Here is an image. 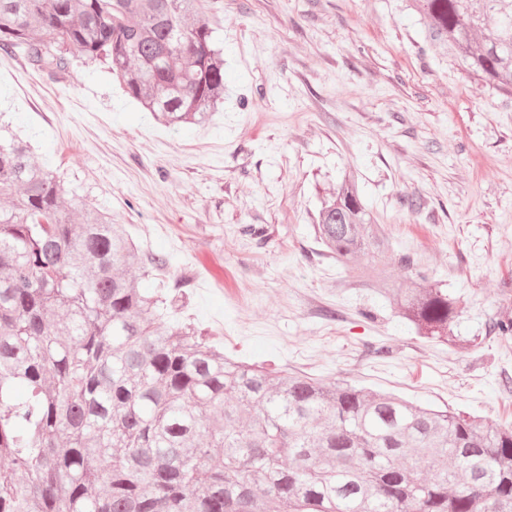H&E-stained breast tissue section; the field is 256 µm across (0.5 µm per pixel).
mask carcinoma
<instances>
[{
    "mask_svg": "<svg viewBox=\"0 0 512 512\" xmlns=\"http://www.w3.org/2000/svg\"><path fill=\"white\" fill-rule=\"evenodd\" d=\"M424 41L512 96V0H402ZM204 0H0V50L99 61L168 127L224 99ZM0 124V512H512V428L224 355L144 283L174 267ZM315 237L419 336L460 300L400 259L346 175Z\"/></svg>",
    "mask_w": 512,
    "mask_h": 512,
    "instance_id": "cac0c4a2",
    "label": "carcinoma"
}]
</instances>
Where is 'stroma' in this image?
<instances>
[{
	"mask_svg": "<svg viewBox=\"0 0 512 512\" xmlns=\"http://www.w3.org/2000/svg\"><path fill=\"white\" fill-rule=\"evenodd\" d=\"M204 17L224 48L210 122L157 124L96 63L30 74L1 53L0 116L147 254L178 258L170 316L226 355L511 425L512 338L491 326L512 321V104L421 51L400 0H207ZM347 173L390 233L380 264L444 281L466 347L420 337L317 243Z\"/></svg>",
	"mask_w": 512,
	"mask_h": 512,
	"instance_id": "35a3bbf8",
	"label": "stroma"
}]
</instances>
